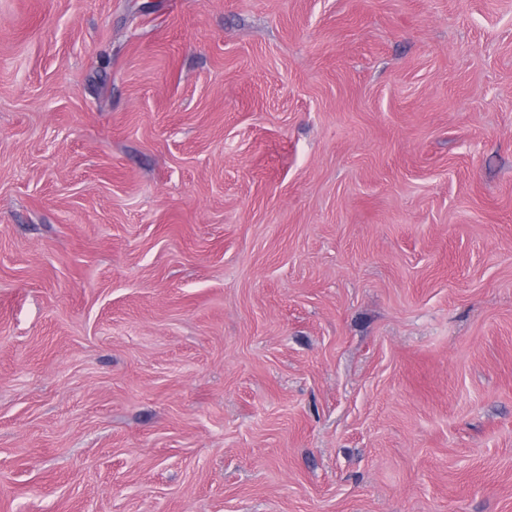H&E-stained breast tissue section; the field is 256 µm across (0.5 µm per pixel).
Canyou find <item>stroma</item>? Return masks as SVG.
<instances>
[{
  "instance_id": "stroma-1",
  "label": "stroma",
  "mask_w": 512,
  "mask_h": 512,
  "mask_svg": "<svg viewBox=\"0 0 512 512\" xmlns=\"http://www.w3.org/2000/svg\"><path fill=\"white\" fill-rule=\"evenodd\" d=\"M0 512H512V0H0Z\"/></svg>"
}]
</instances>
